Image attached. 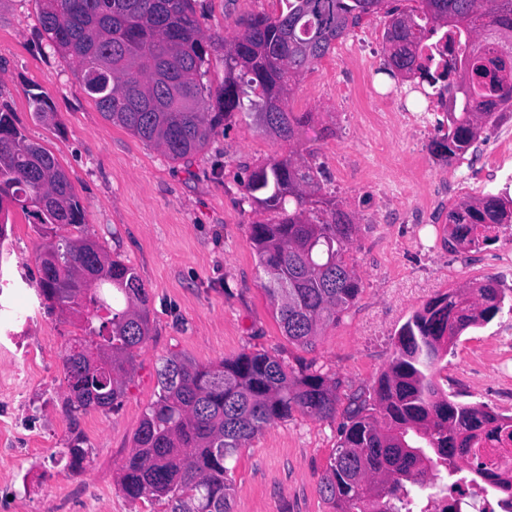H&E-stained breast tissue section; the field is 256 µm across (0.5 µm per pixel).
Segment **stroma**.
<instances>
[{"label": "stroma", "mask_w": 512, "mask_h": 512, "mask_svg": "<svg viewBox=\"0 0 512 512\" xmlns=\"http://www.w3.org/2000/svg\"><path fill=\"white\" fill-rule=\"evenodd\" d=\"M195 8L205 35L228 41L236 19L275 15L281 4L196 0ZM388 22L382 12L364 16L288 97L289 111L312 115L297 147L322 168L323 195L353 216L356 232L345 258L361 280L356 301L313 346L302 348L282 333L260 286L249 226L264 215L244 200L241 186L254 166L287 154L288 144L240 119L216 128L188 160L173 161L104 118L68 59L43 34L35 0H0V107L57 158L85 208L88 233L108 255L136 269L149 294L150 317V338L120 406L88 411L74 424L63 405L64 357L81 333L80 322L69 313H40L50 337L37 370L50 387L34 389L28 415L48 433L20 445L43 448L55 480L32 502H15L18 466L0 455V504L8 512H165L158 501L127 500L119 484L133 435L157 398L156 370L173 354L208 365L243 351L266 352L328 376L338 405L328 420L293 412L241 449L232 512H334L319 492V478L352 400L368 397L388 370L401 325L432 298L496 275L494 254L512 257V224L490 246L451 252L442 241L449 205L504 191L512 158L492 181L482 164L498 136L512 135V116L487 126L463 159L450 162L433 156L428 140L413 130L380 134L374 123L379 93L402 87L409 109L423 108L409 81L383 71ZM362 44L371 46L376 72H362ZM38 92L48 97L56 125L35 119L29 96ZM10 239L11 262L37 281L41 238L22 213L13 215ZM438 378L455 401L512 416V312L465 331ZM75 426L89 451L79 474L70 470L66 453Z\"/></svg>", "instance_id": "stroma-1"}]
</instances>
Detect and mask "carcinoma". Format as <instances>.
<instances>
[{
  "label": "carcinoma",
  "mask_w": 512,
  "mask_h": 512,
  "mask_svg": "<svg viewBox=\"0 0 512 512\" xmlns=\"http://www.w3.org/2000/svg\"><path fill=\"white\" fill-rule=\"evenodd\" d=\"M195 0H36L49 41L70 61L85 93L104 118L161 149L173 161L202 150L211 132L244 108L259 128L283 142L296 138L309 114L287 110L292 85L324 58L365 15L385 11L388 68L429 78L422 62L426 35L463 26L488 33L460 75L473 88L470 111L452 116L448 135L432 141L445 159L461 158L484 126L512 107V82L487 84L484 60L512 69V0H416L407 13L388 0H280L276 16L236 21L224 50V81L203 82L208 50ZM36 120L56 123L41 94L30 98ZM321 167L298 151L249 171L245 198L270 213L250 225V240L267 293L288 341L313 344L361 291L344 260L356 225L336 200L319 195ZM512 200L488 194L448 211V249L492 245L497 227L512 221ZM14 207L39 224L44 239L35 290L49 312L82 309V337L64 359L70 416L121 404L137 351L149 339L148 293L135 269L109 257L84 232L85 209L57 159L30 142L13 113L0 109V251ZM71 227L78 235H58ZM505 293L489 277L471 290L440 294L397 332L390 367L377 381L373 404L363 400L319 479L334 512H427L423 487L454 486L467 470L497 489L512 488V469L485 473L481 449L512 442V418L484 405L449 399L439 365L466 329L503 310ZM112 349L114 376L90 365L86 354ZM157 399L136 429L120 486L131 501L167 499L168 512H231L232 462L241 448L295 411L318 419L336 416V382L296 372L265 352L243 351L210 365L186 355L163 359L156 371ZM76 435L71 470L88 456Z\"/></svg>",
  "instance_id": "1"
}]
</instances>
